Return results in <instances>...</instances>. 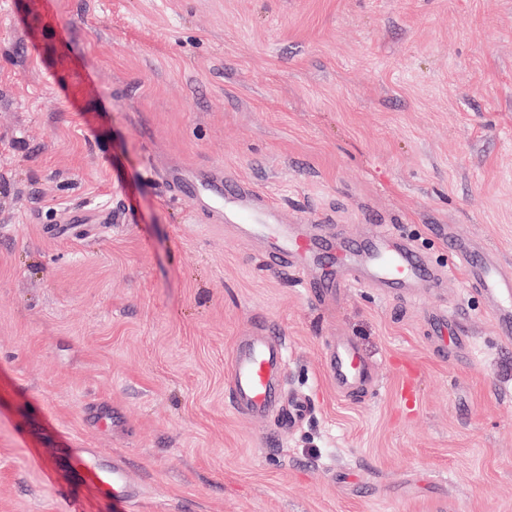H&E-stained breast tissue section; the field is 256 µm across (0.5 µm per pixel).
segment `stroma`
Instances as JSON below:
<instances>
[{
  "mask_svg": "<svg viewBox=\"0 0 512 512\" xmlns=\"http://www.w3.org/2000/svg\"><path fill=\"white\" fill-rule=\"evenodd\" d=\"M174 166L288 224L400 225L451 274L316 304L172 196ZM431 224L512 263V0H0V512H512V341ZM258 329L312 401L294 430L226 404ZM336 336L374 387L327 384ZM68 446L143 499L97 494ZM431 325L439 332L444 341L448 342V346L452 352H461L470 343V332L464 325L465 318L455 310H448L444 307L431 314Z\"/></svg>",
  "mask_w": 512,
  "mask_h": 512,
  "instance_id": "35a3bbf8",
  "label": "stroma"
}]
</instances>
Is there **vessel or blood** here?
Segmentation results:
<instances>
[{
  "label": "vessel or blood",
  "instance_id": "1",
  "mask_svg": "<svg viewBox=\"0 0 512 512\" xmlns=\"http://www.w3.org/2000/svg\"><path fill=\"white\" fill-rule=\"evenodd\" d=\"M170 192L190 201L195 210L218 209L224 221L246 237L261 239L267 265L285 269L300 282L309 297L323 302L341 297L348 289L371 287L399 300H415L444 270L436 266L396 224H381L362 239L343 234H319L304 224H286L275 206L259 207L252 189L240 185L227 191L220 176L200 177L187 169L171 171ZM431 231L462 264L466 282L482 295L500 339L512 340V269L499 260L482 258L469 238L445 224ZM431 323L451 351L470 343L463 315L455 310L432 312ZM287 362L285 339L251 336L239 340L231 358V383L226 402L234 411L253 418L266 417L283 397V372ZM324 371L338 393L351 395L372 385L375 367L356 341L337 336L326 346ZM87 484L110 492L124 503H134L139 490L120 463L95 460L76 463Z\"/></svg>",
  "mask_w": 512,
  "mask_h": 512
}]
</instances>
